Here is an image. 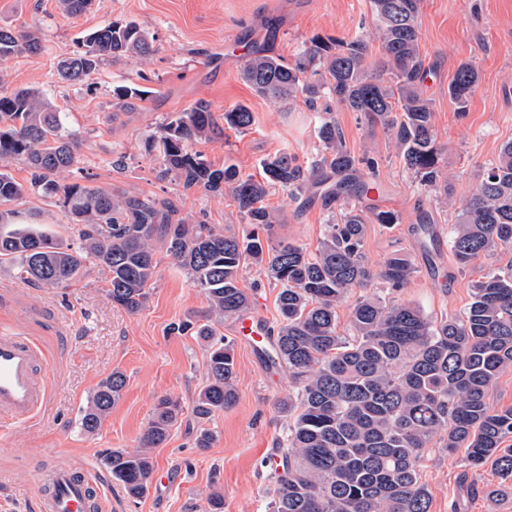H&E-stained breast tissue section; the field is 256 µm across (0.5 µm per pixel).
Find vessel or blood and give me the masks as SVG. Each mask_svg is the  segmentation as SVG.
Listing matches in <instances>:
<instances>
[{
	"mask_svg": "<svg viewBox=\"0 0 512 512\" xmlns=\"http://www.w3.org/2000/svg\"><path fill=\"white\" fill-rule=\"evenodd\" d=\"M234 334L256 351L270 347L264 318L245 313ZM46 352L38 338L0 330V419L10 425L33 421L48 402ZM40 512H102L103 482L92 468L49 467L38 476Z\"/></svg>",
	"mask_w": 512,
	"mask_h": 512,
	"instance_id": "obj_1",
	"label": "vessel or blood"
}]
</instances>
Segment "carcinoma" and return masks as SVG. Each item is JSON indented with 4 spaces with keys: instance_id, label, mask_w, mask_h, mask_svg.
I'll return each mask as SVG.
<instances>
[{
    "instance_id": "carcinoma-1",
    "label": "carcinoma",
    "mask_w": 512,
    "mask_h": 512,
    "mask_svg": "<svg viewBox=\"0 0 512 512\" xmlns=\"http://www.w3.org/2000/svg\"><path fill=\"white\" fill-rule=\"evenodd\" d=\"M371 4L387 79L369 71L370 40L365 36L313 37L304 56L322 62L317 82L308 79L302 60L291 63L265 51L255 52L243 67L242 79L274 103L300 98L315 109L323 102L318 159L304 163L295 155H275L262 162L260 180L232 164L213 167L192 151L195 141L219 130L205 101L173 113L161 135L146 143L147 152L161 157L160 177L177 178L186 191L229 193L254 225L242 238L201 222L174 223L164 199L60 184L57 177L77 163L78 147L61 113L37 89L0 94V162L22 158L32 169L31 186L47 195L62 193L81 241L76 250L65 247L35 224L16 223V212L0 209V264L10 265L17 278L58 288L79 278L89 263L108 274L112 302L136 313L157 274L153 243L159 239L167 255L204 291L219 322L239 316L251 304L239 287L246 260L280 285V320L267 358L271 366L288 371L296 395L280 404L291 424L270 512H429L419 466L425 450L437 441L450 452L466 449L473 469L490 461L503 477H512V447H503L512 437V407L495 410L487 401L490 385L512 367L511 272L478 279L461 319L437 324L411 303L362 295L351 311L350 335L337 330L336 308L352 289L380 279L399 291L415 268L399 252L378 270L365 262L366 224H396L398 217L384 210L368 215L352 203L367 195L368 178L378 163L346 149L330 102L390 131L420 185L428 192H448V185L441 184L444 148L434 132L432 105L417 85L420 0ZM152 42L137 22H112L82 38L79 50L60 63L59 77L78 84L108 58L148 57ZM40 50L36 33L0 27V65ZM478 82L474 63L458 65L448 95L459 110H465ZM148 94L137 87L114 89L123 107ZM252 123L246 105L224 109V127L245 131ZM331 180L334 185L325 198L342 197L344 202L316 254L294 242H272L275 217L264 205L268 189L316 194ZM25 192L24 185L0 170V205ZM416 231L423 244L437 247L428 212L419 215ZM449 246L462 268L512 247V142L502 146L464 204ZM206 371L207 384L192 410L200 421L237 403L234 341L221 336L211 344ZM125 385L126 377L118 371L99 384L80 419L86 434L98 431ZM181 412L178 402L159 399L140 447L114 448L104 456L103 465L129 498L147 492L154 472L151 451L168 439Z\"/></svg>"
}]
</instances>
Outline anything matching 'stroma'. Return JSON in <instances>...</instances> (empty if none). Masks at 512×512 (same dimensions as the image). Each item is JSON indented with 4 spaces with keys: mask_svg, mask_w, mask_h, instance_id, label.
<instances>
[{
    "mask_svg": "<svg viewBox=\"0 0 512 512\" xmlns=\"http://www.w3.org/2000/svg\"><path fill=\"white\" fill-rule=\"evenodd\" d=\"M117 20H133L153 36L147 58H112L77 85L62 82L59 61L79 48L83 35ZM419 40L423 56L420 90L433 107V123L445 148L443 173L448 195L425 193L398 154L390 132L367 126L357 112L337 108L344 143L355 155L379 163L376 179L384 193L380 210L395 212L398 223H368L363 252L379 268L393 252L408 254L416 268L405 288L394 292L380 281L354 289L337 308L340 330L367 293L419 306L432 321L463 316L472 285L490 272H512V248L479 257L459 268L448 239L462 206L501 147L512 141V108L500 104V86L512 85V0H421ZM371 0H92L80 16L68 17L58 0H0V26L36 31L42 49L21 54L0 66V93L17 88L43 91L78 136L77 162L60 183L103 186L116 192L150 195L174 202L176 220L204 222L225 234L244 236L251 226L229 195L183 190L178 180L158 179L159 164L145 151L171 113L198 101L215 116L242 103L253 113L244 132L231 129L200 140L196 151L214 167L234 164L245 175H259L262 162L288 152L309 160L319 151V118L303 101L269 102L241 78L249 55L263 49L287 60L303 55L313 36L352 38L374 35ZM474 61L479 83L465 111L448 96L457 66ZM119 85L149 90L137 110L125 113L112 97ZM26 185L13 209L30 224L42 225L65 245L78 246L73 220L61 196L31 189V171L23 160L0 166ZM265 206L281 218L276 238L307 252L318 249L332 215L321 199L293 196L270 188ZM425 205L442 239L435 257H427L415 233L418 205ZM157 275L139 312L113 304L106 274L89 267L77 281L47 288L15 278L0 266V325L37 337L44 345L50 395L31 423L0 435V512H37L36 475L48 463L99 468L113 448L135 449L160 398L180 403L183 413L162 447L154 449L157 475L146 495L130 499L123 486L104 480L105 512H210L209 496L221 492L224 512H268L275 490L266 460L285 434L289 418L279 404L294 393L287 371L255 357L236 343V405L209 421L214 442L207 451L193 445L198 423L193 401L206 382L209 343L174 325L204 323L211 317L205 294L187 272L154 245ZM239 283L269 326L279 321V288L257 266L245 263ZM127 378L121 399L96 434H85L80 417L99 383L113 371ZM465 450L447 452L433 444L420 468L430 495V512H512V495L489 497L487 489L512 486L493 464L466 467Z\"/></svg>",
    "mask_w": 512,
    "mask_h": 512,
    "instance_id": "35a3bbf8",
    "label": "stroma"
}]
</instances>
